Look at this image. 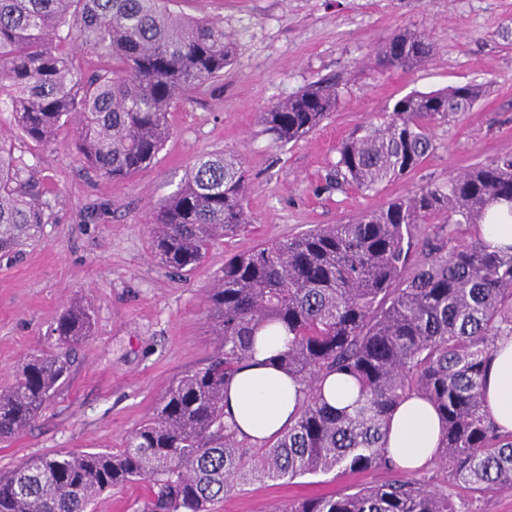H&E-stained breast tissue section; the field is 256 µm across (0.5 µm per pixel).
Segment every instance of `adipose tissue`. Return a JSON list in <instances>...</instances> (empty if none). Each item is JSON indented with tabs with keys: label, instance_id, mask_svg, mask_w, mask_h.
I'll list each match as a JSON object with an SVG mask.
<instances>
[{
	"label": "adipose tissue",
	"instance_id": "obj_1",
	"mask_svg": "<svg viewBox=\"0 0 512 512\" xmlns=\"http://www.w3.org/2000/svg\"><path fill=\"white\" fill-rule=\"evenodd\" d=\"M288 343L278 327L258 336L251 360L229 383L224 400L226 422L254 444L278 436L296 420L304 400L303 387L270 358ZM485 408L500 433H512V336L501 337L486 377ZM441 438V421L425 398L401 401L387 425L386 448L393 463L405 471L433 466Z\"/></svg>",
	"mask_w": 512,
	"mask_h": 512
}]
</instances>
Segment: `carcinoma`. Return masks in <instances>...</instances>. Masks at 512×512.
<instances>
[{"label": "carcinoma", "instance_id": "1", "mask_svg": "<svg viewBox=\"0 0 512 512\" xmlns=\"http://www.w3.org/2000/svg\"><path fill=\"white\" fill-rule=\"evenodd\" d=\"M174 0H0V105L13 113L31 155L77 119L75 146L89 172L126 178L150 164L172 130L175 103L201 92L231 64L221 22L185 16ZM81 51L100 61L85 75ZM424 32L384 43L386 66L426 62ZM473 83L411 92L385 106L337 148L336 186L375 191L415 171L433 148L430 128L468 111ZM332 85L314 84L261 113L276 142H296L336 110ZM240 158L199 155L182 186L149 219L155 256L190 274L206 254L251 223ZM512 216V157L477 165L445 187H422L349 224H327L261 244L224 263L206 289L219 345L207 365L172 383L156 411L112 452L57 453L0 473V512H87L115 487L148 485L141 512H208L235 488L266 480L393 470L387 420L423 396L441 420L437 463L473 493L512 489V434L485 410L483 383L496 341L512 336V247L476 233L489 210ZM51 205L36 169L0 140V257L36 242ZM439 221L437 229L426 225ZM424 260L410 268L415 249ZM280 325L292 339L276 361L306 388L297 420L259 447L224 424V393L250 358L255 336ZM89 308L70 302L54 348L29 357L0 391V440L29 427L65 380L71 350L90 336ZM336 372L360 389L350 411L324 401ZM289 512H457L448 495L398 477L353 493L305 499Z\"/></svg>", "mask_w": 512, "mask_h": 512}]
</instances>
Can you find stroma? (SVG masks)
Here are the masks:
<instances>
[{
  "label": "stroma",
  "mask_w": 512,
  "mask_h": 512,
  "mask_svg": "<svg viewBox=\"0 0 512 512\" xmlns=\"http://www.w3.org/2000/svg\"><path fill=\"white\" fill-rule=\"evenodd\" d=\"M174 8L222 21L235 54L222 77L175 107L172 134L154 161L125 179L89 174L69 131L30 159L53 216L23 257L0 259V390L53 345L51 330L69 300L90 308L93 330L37 420L0 441V470L26 458L121 448L169 385L215 352L205 290L225 260L317 224L350 223L512 155V0H176ZM404 31L428 35V61L385 67L382 44ZM326 78L337 84L335 112L307 137L275 143L260 113ZM467 82L482 85V96L432 126L433 148L417 170L377 192L331 181L338 143L378 120L390 101ZM214 151L241 158L251 222L183 276L152 252L147 221L196 157ZM400 475L380 469L266 481L225 496L211 512H288L306 498ZM417 478L443 486L460 512H512V489L475 495L443 483L435 467Z\"/></svg>",
  "instance_id": "35a3bbf8"
}]
</instances>
